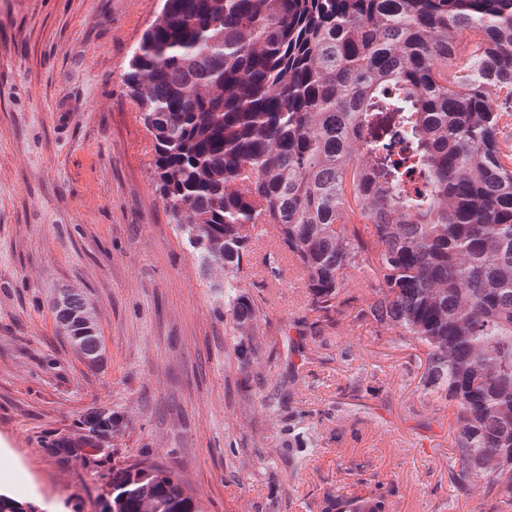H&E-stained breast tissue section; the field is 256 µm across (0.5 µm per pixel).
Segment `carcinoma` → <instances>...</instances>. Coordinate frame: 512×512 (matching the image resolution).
<instances>
[{
    "label": "carcinoma",
    "mask_w": 512,
    "mask_h": 512,
    "mask_svg": "<svg viewBox=\"0 0 512 512\" xmlns=\"http://www.w3.org/2000/svg\"><path fill=\"white\" fill-rule=\"evenodd\" d=\"M474 48L459 55L457 35ZM156 191L224 299L238 369L268 331L243 286L259 225L304 276L308 307L424 348L425 396L450 403L449 467L512 508V0H163L124 75ZM80 357L102 356L95 308L52 301ZM50 441L99 467L114 413ZM100 512H204L145 453L95 473ZM388 492L326 493L320 512H389ZM0 512H39L0 491Z\"/></svg>",
    "instance_id": "carcinoma-1"
}]
</instances>
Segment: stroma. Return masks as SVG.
I'll use <instances>...</instances> for the list:
<instances>
[{"mask_svg": "<svg viewBox=\"0 0 512 512\" xmlns=\"http://www.w3.org/2000/svg\"><path fill=\"white\" fill-rule=\"evenodd\" d=\"M161 0H0V488L40 512H96L90 466L47 441L103 408L122 426L110 463L150 451L205 512H320L324 492L390 494L392 512H496L456 492L453 409L423 397L426 360L395 331L348 314L319 324L274 232L252 243L245 287L271 338L244 378L231 329L155 190L151 139L122 82ZM276 257L279 275L267 273ZM72 289L96 307L103 367L57 336L49 304ZM289 392L276 411L269 385ZM313 446L285 447L291 411Z\"/></svg>", "mask_w": 512, "mask_h": 512, "instance_id": "obj_1", "label": "stroma"}]
</instances>
